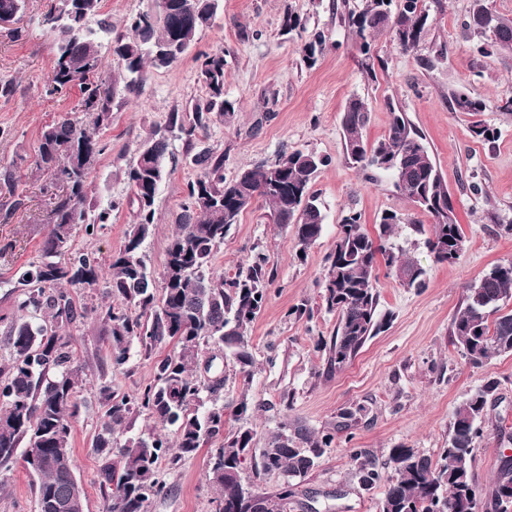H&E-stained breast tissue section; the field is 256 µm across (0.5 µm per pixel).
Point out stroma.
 I'll use <instances>...</instances> for the list:
<instances>
[{"instance_id": "obj_1", "label": "stroma", "mask_w": 512, "mask_h": 512, "mask_svg": "<svg viewBox=\"0 0 512 512\" xmlns=\"http://www.w3.org/2000/svg\"><path fill=\"white\" fill-rule=\"evenodd\" d=\"M56 3L25 0L20 21L0 28V81L15 86L12 96L0 97V362L9 358L3 331L17 315L13 284L29 263L39 260L48 230L50 196L35 166L39 136L47 125L79 115L83 108L78 85L47 92L56 38L40 18ZM361 5L362 0H220L212 23L180 60L150 70L136 91L117 81L112 123L99 133L104 151L86 178L95 211H109L110 218L91 234L77 225L71 250L96 253L101 264H108L136 222L125 171L137 147L166 125L170 112L185 111L204 96L198 58L223 52L224 96L237 110L231 122L214 124L194 139L171 134V172L158 187L155 226L141 248L151 276L162 272L187 184L198 174L192 157L199 150L223 155L228 179L296 149L328 159L312 182L323 229L306 253H298L290 230L273 224L262 204L244 213L213 251L211 266L225 276L259 256L274 270L266 303L250 330V376L242 377L233 364L224 366L220 400L225 411L248 396L260 442L286 420L333 434L331 447L300 484L294 512H377L383 483L392 476L387 464L391 448L406 445L439 461L455 407L476 388L496 381L484 436L472 460L479 512H495L500 462L512 455V355L471 366L450 329L466 284L491 265L512 260V234L503 230L512 222V111L502 107L512 94V56L484 52L486 38L464 30L471 0H423L429 23L419 46L405 52L389 34H378L371 47L374 68L366 70L345 21L348 11ZM152 7V0H102V14L112 24L111 35L101 39L103 70L121 73L112 42L130 36L132 19ZM290 12L301 17L303 26L288 32L283 23ZM318 32L325 34L326 46L311 64L302 48ZM425 58L432 67L422 66ZM457 93L486 102L481 119L497 130L494 144L480 141L470 117L452 110ZM353 94L369 108L368 143L383 139L395 107L422 131L448 185L466 251L456 263L434 264L422 237L398 226L392 241L420 261L428 286L420 292L401 287L387 269H379V310L391 321L348 366L330 374L318 344L333 336L337 315L322 298L323 277L344 215L361 213L369 228L387 212L418 215L390 175L363 172L348 163L341 115ZM70 295L77 308L89 311L61 329L84 378L77 393L72 453L86 491V512H102L104 462L93 446L104 413L99 388L110 386L119 395L140 392L172 345L165 340L149 352L133 345L128 362L113 367L103 319L113 299L105 283L71 289ZM302 303L306 314L293 316ZM210 452V447L200 448L175 466L161 459L166 491L151 501L149 512H213L216 492L205 477ZM357 452L375 462L381 484L370 489L361 484L353 458ZM0 512H36L22 463L0 473Z\"/></svg>"}]
</instances>
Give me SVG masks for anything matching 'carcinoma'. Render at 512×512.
Masks as SVG:
<instances>
[{
  "instance_id": "cac0c4a2",
  "label": "carcinoma",
  "mask_w": 512,
  "mask_h": 512,
  "mask_svg": "<svg viewBox=\"0 0 512 512\" xmlns=\"http://www.w3.org/2000/svg\"><path fill=\"white\" fill-rule=\"evenodd\" d=\"M162 12L140 13L133 23V36L117 37L113 53L125 71L136 75L130 85H142L148 69L167 67L171 59L158 53L166 44H175L185 53L197 33L216 14L219 0H165ZM101 0H59L42 17V25L58 35L49 92H58L80 82L84 114L46 126L40 137L37 170L47 177L46 188H64L51 212L49 232L43 241L40 260L31 264L15 283L18 315L5 332L10 348L7 364L0 367V471H8L22 459L34 478L37 512H59L54 504L73 496V457L62 458L57 449L71 447L75 396L83 381L73 365L69 341L58 333L59 325L77 318V310L65 286L92 288L101 275L98 258L86 252L69 255L73 229L86 222L107 223L110 213L102 211L88 218L85 178L104 150L96 134L112 122V85L102 77L98 45L84 32L88 18L100 14ZM482 13L496 21L490 46L512 53V17L500 14L486 0H472L465 27L477 34L476 19ZM429 15L421 0H365L360 10L347 14L348 27L363 55L370 54L372 39L383 32L404 50L417 47ZM200 77L207 96L194 102L188 122L177 112L169 115V127L178 128L187 138L205 133L211 125L229 119L234 103L224 99V52L205 55ZM453 110L477 115L486 111L484 100L465 93L453 96ZM369 109L363 99L350 97L342 112L345 152L362 169L390 171L383 159L405 156L417 167L419 180L398 187L409 197L429 224L410 221V228L426 234L425 246L439 264L456 262L451 255L455 243L464 238L461 225L448 222L439 202H448V186L421 133L407 113L392 111L387 134L368 148L363 130ZM168 153L167 138L153 134L138 149L126 175L131 201L137 203V223L127 234L123 248L109 264V294L123 307H108L105 314L110 336V360L120 368L129 360L133 342L149 351L167 338L174 342L171 354L160 360L153 379L140 393L115 398L109 387L101 388L105 401L103 423L93 447L112 457L102 470L106 488L103 512H147L149 503L164 494L158 477V463L196 454L214 441L207 463L208 480L216 489L214 512H266V502L276 501L277 512L294 507L293 482L312 471L330 447L331 433L282 423L264 440L261 468L282 475L279 490L256 492L252 500L241 495V465L244 454L254 448L256 430L253 409L243 398L234 407L232 419L225 418L224 405L201 409L202 393L213 396L224 389V377L204 382L197 375L202 352L214 347L224 359L245 375L253 365L250 328L267 299V285L274 271L260 257L241 267L231 278L211 271L215 247L224 243L241 215L258 202L264 203L277 224L292 226L299 252H305L321 236L323 215L312 191V179L326 160L295 150L285 154L281 170L268 165L243 169L233 179L224 180L223 155L208 149L198 152L194 163L197 177L187 184L186 201L176 221L161 273L162 294H157L139 255L140 246L154 226V200L159 183L167 175L163 161ZM402 223L395 213L384 214L372 235L361 223V214L349 211L340 224L333 249L327 257L323 297L326 308L338 314L335 335L327 351V364L339 371L349 364L367 341L380 333L384 318L379 314L376 291L378 260L382 259L404 288L427 287V271L419 261L386 246L395 225ZM512 301V261L498 263L483 271L465 288L463 306L454 317L450 335L473 366H482L494 355L512 354V311L503 312ZM50 316L38 321V314ZM489 382L471 394L454 410L448 448L434 463L412 448L390 449L389 479L378 503L379 512H478L479 500L472 474V452L483 437V422L489 399L495 391ZM147 410L170 428L175 446L158 436L128 437L138 409ZM23 452H18L22 443ZM359 479L372 487L380 479L372 461L354 454ZM497 512H512V458L501 460L494 490Z\"/></svg>"
}]
</instances>
